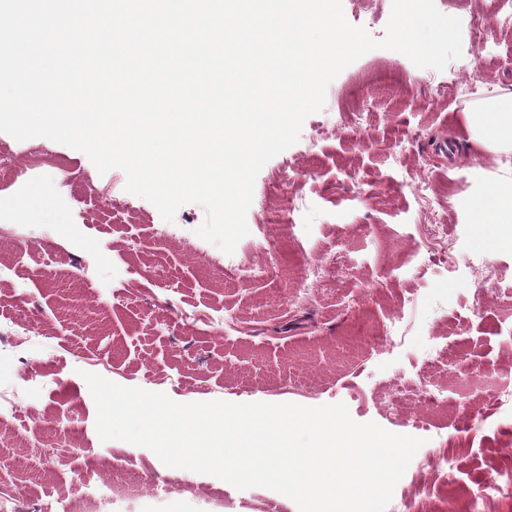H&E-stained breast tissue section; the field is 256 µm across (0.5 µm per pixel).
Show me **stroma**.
<instances>
[{"label":"stroma","instance_id":"35a3bbf8","mask_svg":"<svg viewBox=\"0 0 512 512\" xmlns=\"http://www.w3.org/2000/svg\"><path fill=\"white\" fill-rule=\"evenodd\" d=\"M461 21L462 56L421 69L377 49L326 89L296 144L258 174L233 254L201 239L196 203L162 219L128 193L126 175L99 174L81 151L0 133L16 170L0 182V475L7 512H39L46 496L90 512H298L274 490L236 489L164 465L150 450L101 441L83 378L94 372L178 403H344L353 420L423 438L386 512H494L511 495L512 410L485 420L459 394L469 357L481 373L512 372V248L489 250L466 208L499 168L470 138L465 112L512 91V26L497 0H435ZM392 0H343L347 21L382 38ZM453 142L444 154L435 142ZM45 152L27 165L29 148ZM281 210L276 224L263 220ZM52 261V277L31 271ZM259 268L244 276L239 262ZM401 339L357 338L362 323ZM27 333H20V326ZM45 376L28 384V367ZM446 393L425 403V390ZM34 421L18 431L12 412ZM47 448L70 466L39 462ZM454 460L448 484L469 498L416 497L432 449Z\"/></svg>","mask_w":512,"mask_h":512}]
</instances>
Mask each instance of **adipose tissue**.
Segmentation results:
<instances>
[{"instance_id": "1", "label": "adipose tissue", "mask_w": 512, "mask_h": 512, "mask_svg": "<svg viewBox=\"0 0 512 512\" xmlns=\"http://www.w3.org/2000/svg\"><path fill=\"white\" fill-rule=\"evenodd\" d=\"M466 122L473 141L508 159L502 175L468 203L477 223L494 228L493 233L480 235L479 241L494 248H512V91L484 100L467 112Z\"/></svg>"}]
</instances>
